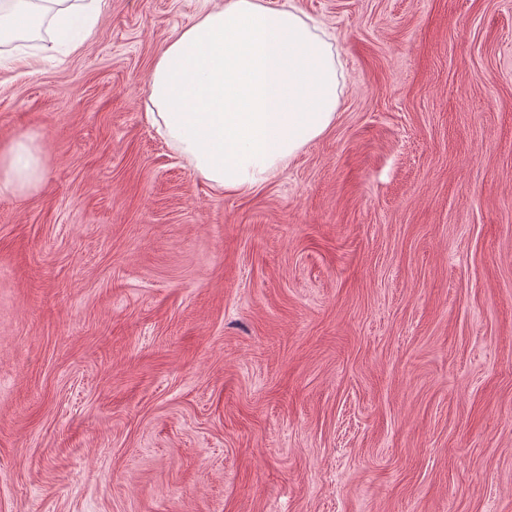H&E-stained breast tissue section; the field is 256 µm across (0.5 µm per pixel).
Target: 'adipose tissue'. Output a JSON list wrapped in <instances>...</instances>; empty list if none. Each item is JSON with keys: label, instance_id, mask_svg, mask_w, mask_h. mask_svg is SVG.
I'll return each instance as SVG.
<instances>
[{"label": "adipose tissue", "instance_id": "obj_1", "mask_svg": "<svg viewBox=\"0 0 512 512\" xmlns=\"http://www.w3.org/2000/svg\"><path fill=\"white\" fill-rule=\"evenodd\" d=\"M102 0H0V65L10 44L40 28L71 48L94 33ZM338 54L293 4L222 0L172 40L149 75L148 118L213 187L243 193L266 182L336 122ZM45 172L28 136L0 144V191Z\"/></svg>", "mask_w": 512, "mask_h": 512}]
</instances>
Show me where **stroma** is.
<instances>
[{"mask_svg": "<svg viewBox=\"0 0 512 512\" xmlns=\"http://www.w3.org/2000/svg\"><path fill=\"white\" fill-rule=\"evenodd\" d=\"M335 125L246 193L148 123L210 0L0 71V512H512V0H294ZM43 149L28 136L0 144V191L22 192L43 177Z\"/></svg>", "mask_w": 512, "mask_h": 512, "instance_id": "35a3bbf8", "label": "stroma"}]
</instances>
